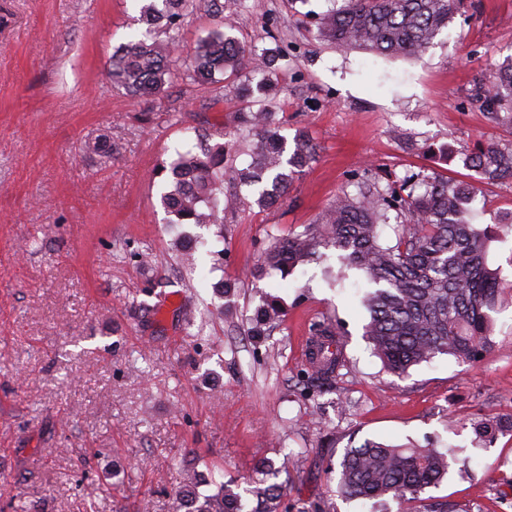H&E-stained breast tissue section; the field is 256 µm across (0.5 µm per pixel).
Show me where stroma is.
<instances>
[{
  "mask_svg": "<svg viewBox=\"0 0 512 512\" xmlns=\"http://www.w3.org/2000/svg\"><path fill=\"white\" fill-rule=\"evenodd\" d=\"M140 0H0V512H174L179 473L205 463L242 487L267 463L300 462L289 512H372L327 480L349 443L415 444L456 461L419 512H512V304L494 316L493 351L472 364L440 355L398 376L363 337L369 285L333 249L288 278L249 271L273 237L317 223L339 191L364 182L470 180L478 143L512 144V114L476 99L512 60V0H461L415 58L339 50L313 16L330 0H244L217 19L191 13L193 46L213 30L280 49L272 75L281 133L305 131L319 159L283 202L247 207L215 225L169 223L156 169L224 128L235 166L233 92L175 78L135 99L113 86L107 59L137 35ZM110 140L114 158L83 152ZM472 221L491 227L488 259L512 289V180L483 186ZM193 241L196 270L175 242ZM222 270H212L214 252ZM234 282L231 297L213 288ZM286 314L263 342L246 318L263 296ZM223 316H216V309ZM331 318L345 362L330 390L307 384L302 344ZM497 422L492 441L484 420Z\"/></svg>",
  "mask_w": 512,
  "mask_h": 512,
  "instance_id": "stroma-1",
  "label": "stroma"
}]
</instances>
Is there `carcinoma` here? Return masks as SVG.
<instances>
[{
  "instance_id": "carcinoma-1",
  "label": "carcinoma",
  "mask_w": 512,
  "mask_h": 512,
  "mask_svg": "<svg viewBox=\"0 0 512 512\" xmlns=\"http://www.w3.org/2000/svg\"><path fill=\"white\" fill-rule=\"evenodd\" d=\"M459 4V0H346V5L318 15L314 23L319 37L335 46L362 49L383 56L418 57L433 44ZM204 6L215 17L224 14L221 0H149L140 11L145 29L120 45L109 59L112 82L135 97L161 91L180 71L199 85L223 80L234 86L236 97L252 96L249 74L271 73L280 52L258 55L236 38L216 29L183 56L179 32L183 19ZM487 111L512 113V66L496 73L484 91ZM252 139V161L230 167L232 180L259 186L256 202L273 207L288 193L296 175L317 161L310 139L299 133L288 147L266 108L249 110L241 125ZM222 128L197 136L195 149L178 152L162 166L171 186L160 202L178 224H222L224 210L247 202L224 196V144ZM213 138L219 142L211 145ZM481 182L512 180V148L495 143L478 146L463 159ZM477 187L466 181L433 180L422 192L402 182L352 195L342 192L325 211L318 226L273 240L251 275L269 270L287 278L296 267L319 256V248H334L346 265L365 272L371 291L363 304L369 313L364 336L383 367L404 375L439 355L474 362L492 348L493 314L500 311L506 288L487 263L488 228L465 218L464 204ZM401 220L396 243L385 246L379 226L389 212ZM282 309L271 300L258 307L250 319L251 334L265 335L266 326L279 320ZM321 337L319 369L314 378L322 385L336 378L341 359L338 335L331 319L313 327ZM453 458L435 448L393 445L366 439L345 448L336 469L337 492L344 498L384 506L391 498L400 512H412L426 489L438 486ZM282 469L269 464L261 485L239 491L221 483L211 494L199 492L200 472L184 473L175 491L176 510L187 512H244L243 494L256 500L250 512H280L288 482H276Z\"/></svg>"
}]
</instances>
